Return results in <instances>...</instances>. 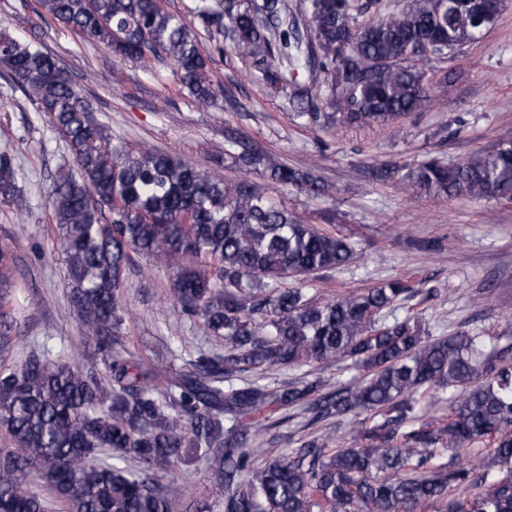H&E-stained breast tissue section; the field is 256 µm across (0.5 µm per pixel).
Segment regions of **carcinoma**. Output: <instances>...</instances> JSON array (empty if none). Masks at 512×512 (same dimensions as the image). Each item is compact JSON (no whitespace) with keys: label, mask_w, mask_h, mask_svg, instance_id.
<instances>
[{"label":"carcinoma","mask_w":512,"mask_h":512,"mask_svg":"<svg viewBox=\"0 0 512 512\" xmlns=\"http://www.w3.org/2000/svg\"><path fill=\"white\" fill-rule=\"evenodd\" d=\"M371 2L377 18L357 25L358 0H299V17L288 15V0H197L187 18L163 0H38L58 24L146 72L171 66L201 105L218 90L209 62L224 54L227 21L235 51L270 90L304 69L308 85L294 99L320 95L338 126L385 124L448 98V73L426 62L450 61L500 14L494 8L480 24L476 0ZM197 24L210 34L208 52ZM0 67L38 98L79 170L57 171L50 207L72 312L105 364L100 373L43 352L0 368V430L11 445L0 452V512H47L51 501L64 512H174L183 489L170 473L198 452L224 485V512H512V361L495 337L432 339L414 314L379 320L418 294L402 278L323 302L282 286L344 267L352 245L297 219L263 184L219 170L225 159L258 164L274 184L319 191L314 166L263 158L238 139L213 169L154 148L130 152L93 122L54 55L1 30ZM371 176L411 197L512 200V140L455 165L380 163ZM0 198L27 209L6 155ZM135 255L173 272L174 303L228 350L186 351L163 376L124 348L121 288ZM13 270L1 245L0 301ZM343 361L364 371L359 382L329 391L306 374L264 382L271 370ZM437 388L448 389V415L418 417L417 398ZM298 405L313 423L368 413L371 425L346 447L324 431L254 467L253 445L267 430L257 414ZM484 442L486 455L475 448ZM31 473L48 495L27 481Z\"/></svg>","instance_id":"cac0c4a2"}]
</instances>
